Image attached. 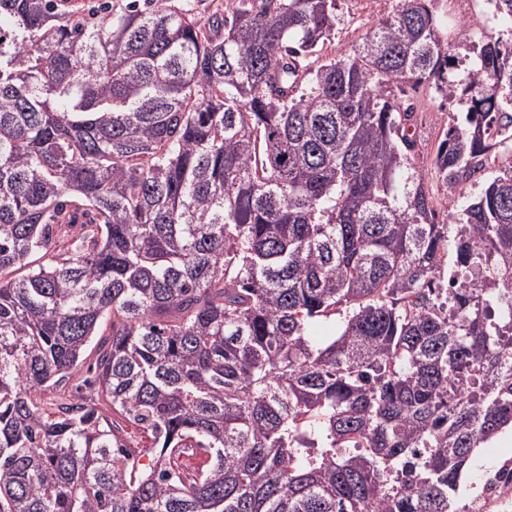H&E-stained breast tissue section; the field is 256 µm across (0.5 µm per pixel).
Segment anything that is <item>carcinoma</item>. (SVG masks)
<instances>
[{"instance_id":"carcinoma-1","label":"carcinoma","mask_w":512,"mask_h":512,"mask_svg":"<svg viewBox=\"0 0 512 512\" xmlns=\"http://www.w3.org/2000/svg\"><path fill=\"white\" fill-rule=\"evenodd\" d=\"M228 4L0 0V512H472L512 429V173L438 223L392 89L467 104L432 164L465 181L512 40L455 76L398 0L326 60L337 0ZM107 320L92 398L41 406ZM512 462V432L500 436L487 448L478 449L474 455L470 468L462 480V490L466 497L472 498L481 492L484 476L495 467L507 460Z\"/></svg>"}]
</instances>
